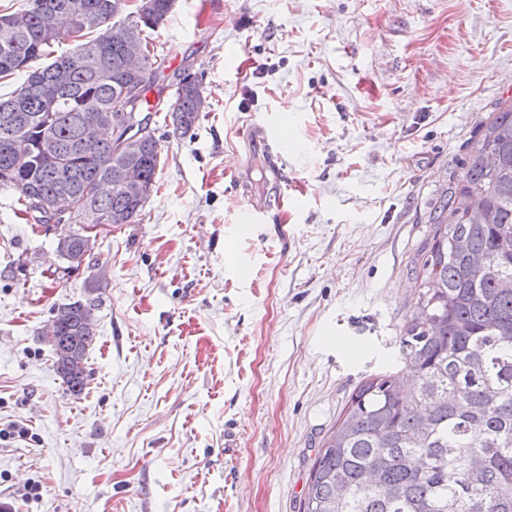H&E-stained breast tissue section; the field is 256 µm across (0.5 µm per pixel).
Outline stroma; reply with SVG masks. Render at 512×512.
<instances>
[{
  "instance_id": "obj_1",
  "label": "stroma",
  "mask_w": 512,
  "mask_h": 512,
  "mask_svg": "<svg viewBox=\"0 0 512 512\" xmlns=\"http://www.w3.org/2000/svg\"><path fill=\"white\" fill-rule=\"evenodd\" d=\"M150 102L207 100L163 137L138 220L64 273L55 235L0 193V501L11 512H302L323 437L397 372L412 267L480 125L512 100V0H177L151 35ZM287 115L304 202L270 196L246 125ZM235 259H227V247ZM101 276L89 384L44 330ZM41 497L26 501L24 485ZM202 82L196 74L183 72L179 75L176 87L166 102V117L173 126V133L191 131L200 117L202 105Z\"/></svg>"
}]
</instances>
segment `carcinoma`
Instances as JSON below:
<instances>
[{"label":"carcinoma","mask_w":512,"mask_h":512,"mask_svg":"<svg viewBox=\"0 0 512 512\" xmlns=\"http://www.w3.org/2000/svg\"><path fill=\"white\" fill-rule=\"evenodd\" d=\"M173 0H146L144 13L115 21L116 0H28L7 14L0 33V79L26 73L0 98V189L38 228L63 199L89 210L96 224L121 213L134 224L147 198L112 186L125 160L124 128L95 147L83 142L93 117L124 101L141 84L136 113L149 125L146 92L156 55L144 72L127 69L128 48L115 29L136 37L167 20ZM82 38L70 52L56 46ZM202 82L183 72L166 102L173 133L198 122ZM160 138L137 147L142 179L156 186ZM92 185L105 190L96 195ZM429 249L414 267L415 310L400 330L405 381L392 373L364 380L343 416L322 440L309 476L303 512H512V102L480 126L462 176L443 196ZM82 230H69L64 249L82 253ZM484 266L471 267L473 255ZM96 300L52 309L54 368L79 396L88 384Z\"/></svg>","instance_id":"obj_1"}]
</instances>
